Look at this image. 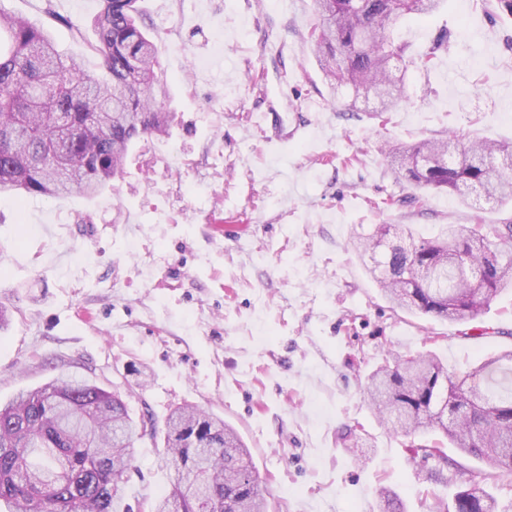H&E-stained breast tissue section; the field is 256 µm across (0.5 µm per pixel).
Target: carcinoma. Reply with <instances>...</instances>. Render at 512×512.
Listing matches in <instances>:
<instances>
[{
    "mask_svg": "<svg viewBox=\"0 0 512 512\" xmlns=\"http://www.w3.org/2000/svg\"><path fill=\"white\" fill-rule=\"evenodd\" d=\"M139 0H101L92 48L105 76L85 72L60 52L48 31L0 10V194L93 198L122 170L131 144L168 133L172 113L157 46L138 23ZM442 0H315L308 40L330 89L374 94L378 114L406 102L390 70L430 69L448 38L415 56L394 36L408 15L430 16ZM491 15L512 19V0H485ZM396 181L430 193L474 188L512 204V142L445 139L388 142ZM370 273L396 309L450 323L477 317L512 289V224H449L437 238L409 226L375 224L355 237ZM366 397L378 422L406 438L437 432L412 454L448 461L444 448L512 472V351L448 371L429 350L396 355L368 377ZM152 415L134 420L124 401L65 376L22 391L0 406V507L4 512H117L134 443L156 439ZM174 469L171 493L154 512H268L247 448L219 416L179 407L165 424ZM480 487L455 495V512H494Z\"/></svg>",
    "mask_w": 512,
    "mask_h": 512,
    "instance_id": "cac0c4a2",
    "label": "carcinoma"
}]
</instances>
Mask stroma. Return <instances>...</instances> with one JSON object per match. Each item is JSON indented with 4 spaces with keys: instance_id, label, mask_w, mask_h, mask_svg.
<instances>
[{
    "instance_id": "35a3bbf8",
    "label": "stroma",
    "mask_w": 512,
    "mask_h": 512,
    "mask_svg": "<svg viewBox=\"0 0 512 512\" xmlns=\"http://www.w3.org/2000/svg\"><path fill=\"white\" fill-rule=\"evenodd\" d=\"M100 0H0L49 28L60 51L103 76L91 21ZM176 113L169 134L132 146L121 178L92 199L0 196V403L72 376L120 392L133 417L164 424L196 406L251 451L270 512H436L459 489L512 512V473L435 459L378 425L363 389L388 354L435 350L449 368L512 351V291L473 320L393 310L352 237L375 224L426 235L449 224L512 223L462 188L422 204L391 174L387 139L448 131L512 140V23L482 0H445L396 33L421 51L450 42L431 71L411 69L406 105L379 130L378 101L331 94L308 32L314 0H140ZM456 83H449V75ZM389 211L372 210L386 196ZM244 224L231 241L218 223ZM162 440L135 444L122 491L148 512L169 490Z\"/></svg>"
}]
</instances>
